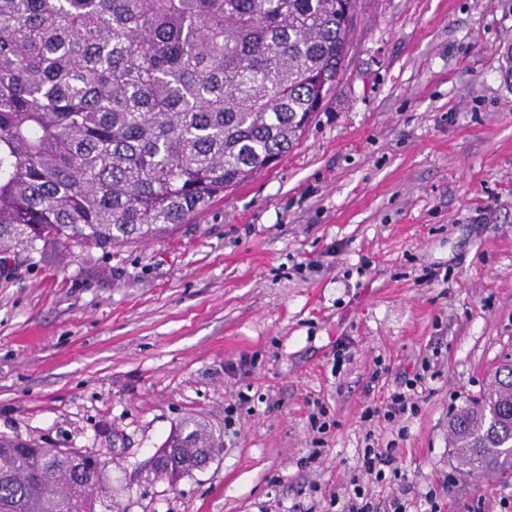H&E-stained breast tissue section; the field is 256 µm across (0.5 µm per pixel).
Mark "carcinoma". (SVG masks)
Returning <instances> with one entry per match:
<instances>
[{
	"instance_id": "obj_1",
	"label": "carcinoma",
	"mask_w": 512,
	"mask_h": 512,
	"mask_svg": "<svg viewBox=\"0 0 512 512\" xmlns=\"http://www.w3.org/2000/svg\"><path fill=\"white\" fill-rule=\"evenodd\" d=\"M357 0H0V273L170 232L298 142L344 70ZM512 473V363L448 425ZM224 442L184 418L154 478ZM109 461L0 435V512L112 510Z\"/></svg>"
}]
</instances>
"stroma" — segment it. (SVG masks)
Listing matches in <instances>:
<instances>
[{"label":"stroma","instance_id":"stroma-1","mask_svg":"<svg viewBox=\"0 0 512 512\" xmlns=\"http://www.w3.org/2000/svg\"><path fill=\"white\" fill-rule=\"evenodd\" d=\"M431 351L415 414L365 418ZM508 357L512 0H358L340 82L277 164L164 238L0 276V434L106 456L115 512H336L369 431L402 475L376 504L444 479L443 512H512V476L460 470L448 435ZM189 415L219 456L148 480Z\"/></svg>","mask_w":512,"mask_h":512}]
</instances>
